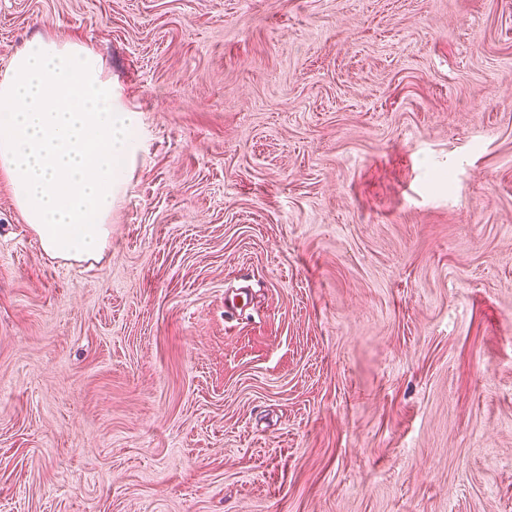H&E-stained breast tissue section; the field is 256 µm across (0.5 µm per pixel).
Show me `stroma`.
<instances>
[{"mask_svg":"<svg viewBox=\"0 0 512 512\" xmlns=\"http://www.w3.org/2000/svg\"><path fill=\"white\" fill-rule=\"evenodd\" d=\"M37 38L141 127L100 261L0 177V512H512V0H0Z\"/></svg>","mask_w":512,"mask_h":512,"instance_id":"obj_1","label":"stroma"}]
</instances>
